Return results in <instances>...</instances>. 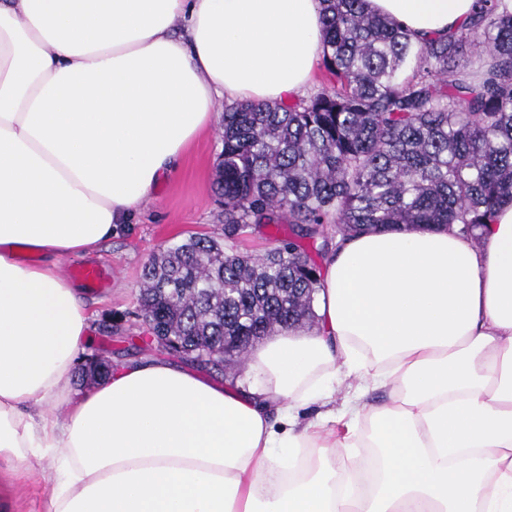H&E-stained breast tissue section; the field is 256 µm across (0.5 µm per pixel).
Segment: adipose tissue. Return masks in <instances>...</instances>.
<instances>
[{
    "instance_id": "ef3b65f1",
    "label": "adipose tissue",
    "mask_w": 512,
    "mask_h": 512,
    "mask_svg": "<svg viewBox=\"0 0 512 512\" xmlns=\"http://www.w3.org/2000/svg\"><path fill=\"white\" fill-rule=\"evenodd\" d=\"M365 7L422 42L474 0ZM323 42L319 0H0V460L49 476L46 512H512V201L472 239L339 241L315 326L249 349L244 380L151 357L73 393L90 314L60 260L152 197L218 99L303 94ZM344 374L341 426L296 427Z\"/></svg>"
}]
</instances>
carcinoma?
I'll list each match as a JSON object with an SVG mask.
<instances>
[{"label":"carcinoma","instance_id":"cac0c4a2","mask_svg":"<svg viewBox=\"0 0 512 512\" xmlns=\"http://www.w3.org/2000/svg\"><path fill=\"white\" fill-rule=\"evenodd\" d=\"M320 4L327 85L224 105V239L191 234L143 270V322L217 369L313 325L316 258L336 237L456 224L474 238L512 201V0H476L470 25L422 44L364 0ZM285 224L264 254L236 250L243 230Z\"/></svg>","mask_w":512,"mask_h":512}]
</instances>
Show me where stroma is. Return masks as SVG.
<instances>
[{
  "instance_id": "obj_1",
  "label": "stroma",
  "mask_w": 512,
  "mask_h": 512,
  "mask_svg": "<svg viewBox=\"0 0 512 512\" xmlns=\"http://www.w3.org/2000/svg\"><path fill=\"white\" fill-rule=\"evenodd\" d=\"M220 130L216 123L202 134L155 194L91 256L110 278L103 290H80L91 313L88 359L111 364L164 356L140 316L142 271L150 258L188 233L221 236L223 207L213 193ZM48 494L41 473L20 472L0 460V512H45Z\"/></svg>"
}]
</instances>
